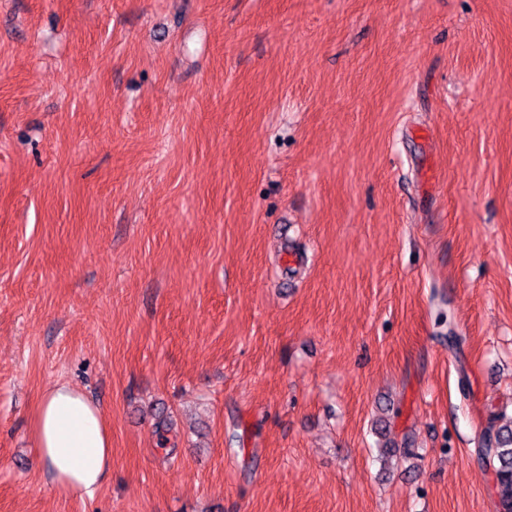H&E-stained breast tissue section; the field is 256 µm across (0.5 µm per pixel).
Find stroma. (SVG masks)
I'll list each match as a JSON object with an SVG mask.
<instances>
[{"label": "stroma", "mask_w": 512, "mask_h": 512, "mask_svg": "<svg viewBox=\"0 0 512 512\" xmlns=\"http://www.w3.org/2000/svg\"><path fill=\"white\" fill-rule=\"evenodd\" d=\"M502 413L512 0H0V512H496ZM32 436L38 467L63 497L91 498L112 473L106 412L68 384H56L40 397Z\"/></svg>", "instance_id": "obj_1"}]
</instances>
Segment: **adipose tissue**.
Listing matches in <instances>:
<instances>
[{
	"label": "adipose tissue",
	"instance_id": "obj_1",
	"mask_svg": "<svg viewBox=\"0 0 512 512\" xmlns=\"http://www.w3.org/2000/svg\"><path fill=\"white\" fill-rule=\"evenodd\" d=\"M32 436L37 465L61 496L93 497L112 473L106 412L70 385H54L40 397Z\"/></svg>",
	"mask_w": 512,
	"mask_h": 512
}]
</instances>
